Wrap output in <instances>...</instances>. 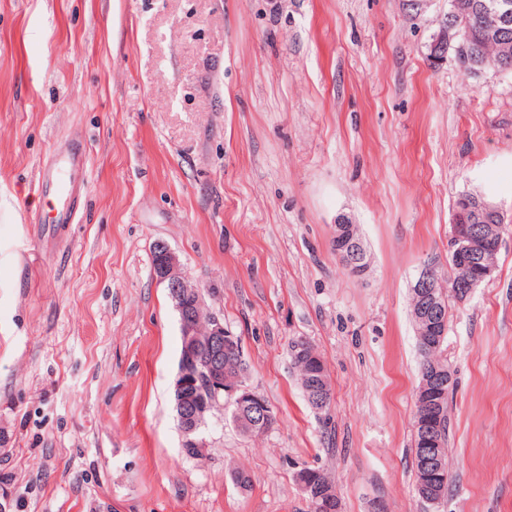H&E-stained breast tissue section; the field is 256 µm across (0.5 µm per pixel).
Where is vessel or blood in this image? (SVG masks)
Listing matches in <instances>:
<instances>
[{
    "mask_svg": "<svg viewBox=\"0 0 512 512\" xmlns=\"http://www.w3.org/2000/svg\"><path fill=\"white\" fill-rule=\"evenodd\" d=\"M87 167L88 157L83 142L79 137H71L39 173L37 188L47 200L49 209L47 213L36 216V223L51 224L55 231L61 232L78 222Z\"/></svg>",
    "mask_w": 512,
    "mask_h": 512,
    "instance_id": "1",
    "label": "vessel or blood"
}]
</instances>
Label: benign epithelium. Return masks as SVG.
Here are the masks:
<instances>
[{
	"label": "benign epithelium",
	"instance_id": "1",
	"mask_svg": "<svg viewBox=\"0 0 512 512\" xmlns=\"http://www.w3.org/2000/svg\"><path fill=\"white\" fill-rule=\"evenodd\" d=\"M479 13L490 21V29L501 34L512 28V0H452L449 20L456 17L469 18ZM448 55V23H443L433 35L428 45V56L442 59ZM466 219V212L454 211L448 248L465 259V265L477 270L472 277L453 283L458 289V302L470 298L475 288L490 279L496 265L481 261L489 243L501 248L504 224H468L459 221ZM335 245L337 255L347 266L355 270L367 268L369 256L364 247L357 225L344 214L336 218ZM153 277L164 285L178 312L182 348L178 361V377L175 383L174 399L181 433V447L193 448L200 455L208 452L209 445L203 436V429L209 416L224 407V400L234 403L241 413L250 418L249 425L254 430H264L273 426L275 416L263 396L251 388L247 382L237 377L230 381L224 378V359L236 358L242 354L238 337L224 329V321L211 315L207 322H201L198 306L202 305L201 289L191 283L183 274L178 256L164 242L153 246ZM413 288L420 299L418 320L424 331L443 336L448 329V318L444 317L435 282L434 271L424 268L417 276ZM206 359H201V353ZM315 377L310 379L308 392L318 404V410L325 408L322 401L321 381L323 362H313ZM432 447L423 453L422 470L426 489L432 491L437 484L446 480L448 462L442 453L439 437L431 440Z\"/></svg>",
	"mask_w": 512,
	"mask_h": 512
}]
</instances>
